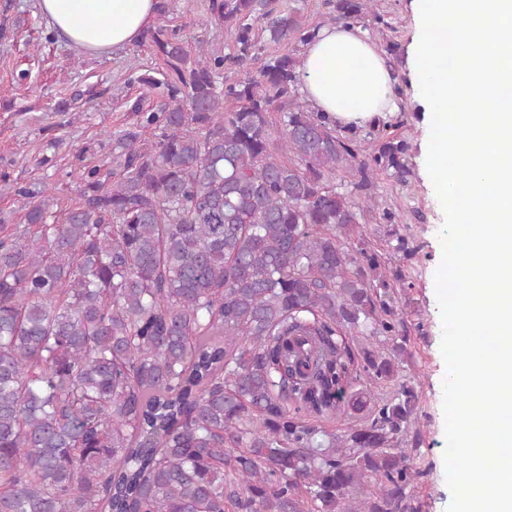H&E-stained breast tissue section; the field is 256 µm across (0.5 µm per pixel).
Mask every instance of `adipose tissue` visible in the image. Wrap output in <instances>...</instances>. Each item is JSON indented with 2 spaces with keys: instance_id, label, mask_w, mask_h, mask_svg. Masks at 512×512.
Returning a JSON list of instances; mask_svg holds the SVG:
<instances>
[{
  "instance_id": "1",
  "label": "adipose tissue",
  "mask_w": 512,
  "mask_h": 512,
  "mask_svg": "<svg viewBox=\"0 0 512 512\" xmlns=\"http://www.w3.org/2000/svg\"><path fill=\"white\" fill-rule=\"evenodd\" d=\"M157 0H37L58 38L91 54L140 39L157 16ZM309 104L339 130H358L395 114L399 99L384 57L356 25L319 29L304 53Z\"/></svg>"
}]
</instances>
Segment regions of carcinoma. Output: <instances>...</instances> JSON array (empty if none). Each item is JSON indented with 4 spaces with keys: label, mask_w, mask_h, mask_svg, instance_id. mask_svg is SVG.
<instances>
[{
    "label": "carcinoma",
    "mask_w": 512,
    "mask_h": 512,
    "mask_svg": "<svg viewBox=\"0 0 512 512\" xmlns=\"http://www.w3.org/2000/svg\"><path fill=\"white\" fill-rule=\"evenodd\" d=\"M371 2L324 6L353 23ZM208 10L233 52L148 27L166 73L139 82L162 100L82 148L77 205L0 173V512H419L404 320L382 255L349 243L369 173L403 175L409 146L340 136L301 99L319 26L297 9ZM260 21L296 48L256 77ZM108 145L107 171L85 164ZM350 365L366 385L348 395ZM338 415L340 434L312 424Z\"/></svg>",
    "instance_id": "1"
}]
</instances>
